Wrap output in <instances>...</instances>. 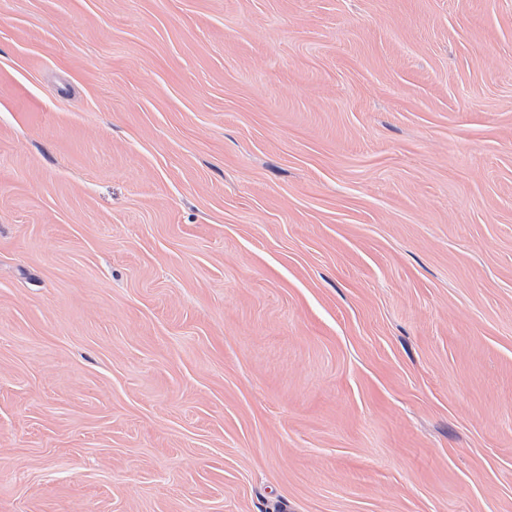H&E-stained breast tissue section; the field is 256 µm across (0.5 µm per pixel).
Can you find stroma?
Returning a JSON list of instances; mask_svg holds the SVG:
<instances>
[{"mask_svg":"<svg viewBox=\"0 0 512 512\" xmlns=\"http://www.w3.org/2000/svg\"><path fill=\"white\" fill-rule=\"evenodd\" d=\"M0 512H512V0H0Z\"/></svg>","mask_w":512,"mask_h":512,"instance_id":"35a3bbf8","label":"stroma"}]
</instances>
